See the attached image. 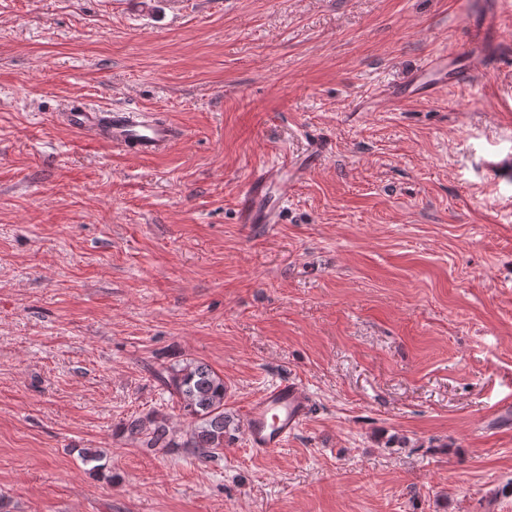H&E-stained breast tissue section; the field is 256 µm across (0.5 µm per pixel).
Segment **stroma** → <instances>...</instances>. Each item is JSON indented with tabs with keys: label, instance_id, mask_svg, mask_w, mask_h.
Instances as JSON below:
<instances>
[{
	"label": "stroma",
	"instance_id": "35a3bbf8",
	"mask_svg": "<svg viewBox=\"0 0 512 512\" xmlns=\"http://www.w3.org/2000/svg\"><path fill=\"white\" fill-rule=\"evenodd\" d=\"M489 71L458 0H0V512H512V7ZM73 103L166 116L123 154ZM327 144L276 224L250 172ZM203 361L238 428L208 464L117 435ZM313 400L286 445L251 402ZM85 448L103 451L91 471ZM506 5L504 0H498L490 10L470 17L463 62L458 64L448 59L447 52L434 54L398 88L389 91L388 96L394 102L422 94L431 97L446 83L448 86L459 84L474 73L490 69L495 59L492 50L499 44L501 17ZM312 408L301 384L281 379L253 400L245 419L247 446L255 453L282 448L299 429Z\"/></svg>",
	"mask_w": 512,
	"mask_h": 512
}]
</instances>
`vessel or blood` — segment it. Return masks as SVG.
<instances>
[{"instance_id":"obj_1","label":"vessel or blood","mask_w":512,"mask_h":512,"mask_svg":"<svg viewBox=\"0 0 512 512\" xmlns=\"http://www.w3.org/2000/svg\"><path fill=\"white\" fill-rule=\"evenodd\" d=\"M505 6V0H495L490 10L470 17L463 62L450 60L444 52L432 55L398 88L390 91V98L399 102L419 95L430 97L440 86L461 83L472 74L490 69ZM65 121L83 136L109 142L114 148L134 156L160 155L177 137L176 129L163 117L127 107L74 106L66 112ZM313 161V155L309 154L252 170L238 198L239 222L275 223L288 198L289 188L304 178ZM311 408V399L301 384L289 379L273 383L247 410L248 447L257 453H267L285 446L309 416Z\"/></svg>"}]
</instances>
